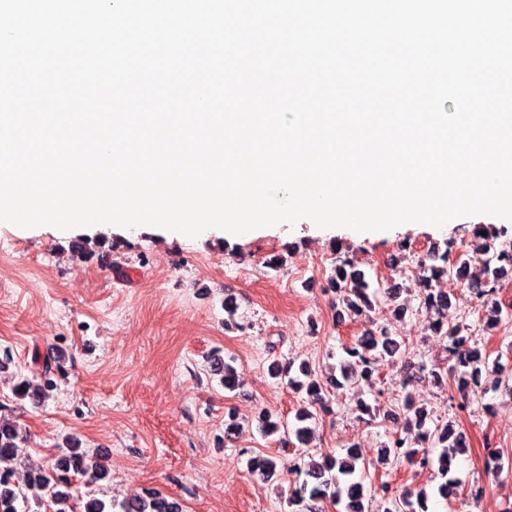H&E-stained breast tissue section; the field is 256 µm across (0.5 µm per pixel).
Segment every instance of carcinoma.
Here are the masks:
<instances>
[{
    "mask_svg": "<svg viewBox=\"0 0 512 512\" xmlns=\"http://www.w3.org/2000/svg\"><path fill=\"white\" fill-rule=\"evenodd\" d=\"M475 235L483 240L481 250L485 255L484 273L487 283L491 284L489 289H478L479 296L484 298V303L487 304V297L494 292L492 284L507 273L506 266H512V250L498 248L497 236L485 227H477ZM440 259L442 264L422 268L419 285L422 286L421 294L426 309L434 310L443 316L448 311V298L442 295L434 297L435 291L430 288V283L452 270L458 277L465 278L466 262H455L450 265L446 252ZM330 287L339 293L342 308L355 316L374 309L378 302V291L373 289L365 272L355 269L347 260L333 265ZM462 330L463 327L460 325L441 329V334L450 339L449 352L453 364L448 366V374L456 382L458 391L465 393L476 388L486 393L488 388L481 386L480 382L479 364L488 363V357L482 355L479 348L469 345V337L462 335ZM401 356L402 344L396 337L383 330H368L351 346L345 348V356L336 363L335 370L324 383L311 378V371L304 362L299 367L300 375L293 376V363H288V367L284 368L275 361L271 365V376L288 377V384L295 390L305 391L310 406L318 405L327 411L329 406L323 393L329 388L340 390L349 387L359 394L368 392L373 396L374 402H379L382 392L376 389L373 369L385 360L394 361ZM214 363L222 365L219 377L224 389L229 392L236 390L238 378L233 365L219 357L214 359ZM43 367L42 382L33 383L25 378L14 384L12 394L15 398L27 399L37 405L46 397V393L54 387L50 357H45ZM403 408L407 414V435L390 439L380 450V460L405 459L422 468H434L440 478L435 493L446 501L457 498L461 495V483L455 477L452 466L456 457L466 451V436L455 430L450 423L428 425L426 410L414 406L409 400L405 401ZM5 410L7 407L0 404V461L16 457L18 448L24 440L19 425L3 414ZM259 418V430L263 436L269 437L279 433L284 440L293 437L302 448L309 445L313 434L310 422L314 419V413L309 406H302L296 410L293 425L290 427L269 410L261 411ZM414 433L428 437L431 449H418L412 446L411 436ZM360 460L361 455L354 448L347 449L343 457L328 454L319 460L312 456L307 460H301V466L296 469L298 481L288 489V506H298L307 500L322 499L329 495L334 503L341 507L342 512H348L352 503L358 507V512H367L365 486L357 478ZM275 468V460L267 455H256L248 460V469L252 474L259 473L269 477ZM73 475L81 476L86 485L92 486L106 480L109 471L102 458L88 455L81 449L80 442L74 439L67 447L59 450L58 455L47 467L30 473L23 489L16 486L6 473L0 472V512H30V502L42 504L44 493L50 489L55 490L54 512H75L73 498L68 491L70 477ZM382 490V499L387 504L384 512H416L418 509L427 512L425 505L428 494L424 490L417 493L414 501L411 500V493L398 495L392 492L389 484L382 485ZM82 508L83 512H182L178 502L161 494L116 502L89 493Z\"/></svg>",
    "mask_w": 512,
    "mask_h": 512,
    "instance_id": "carcinoma-1",
    "label": "carcinoma"
}]
</instances>
